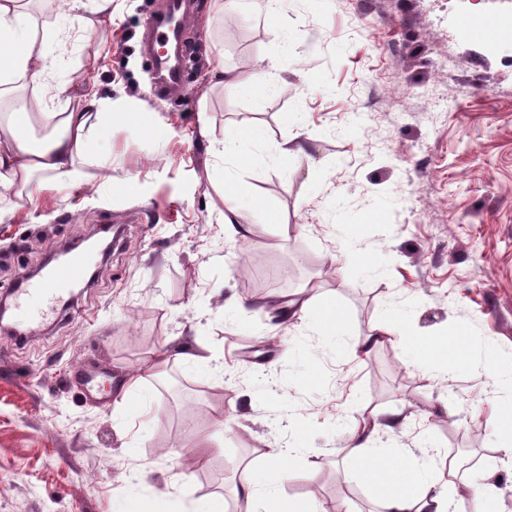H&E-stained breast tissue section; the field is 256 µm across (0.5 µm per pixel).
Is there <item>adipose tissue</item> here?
<instances>
[{"label":"adipose tissue","instance_id":"obj_1","mask_svg":"<svg viewBox=\"0 0 512 512\" xmlns=\"http://www.w3.org/2000/svg\"><path fill=\"white\" fill-rule=\"evenodd\" d=\"M48 14L44 28H51V16H68L71 28L87 34L94 33L97 21L111 18L113 0H91L89 13L78 12V0H42ZM52 68L44 43L38 42L28 20L23 0H0V84L21 77L33 87H41ZM218 81L230 85L241 95H253L271 90L280 80L277 66L260 67L250 71H214ZM111 98L102 96L98 89L69 100L65 110L45 111L40 103L19 98L13 112L0 118V188L16 197H31L34 174L47 175L58 183L79 185L86 174L78 159L87 154L94 136L111 121ZM49 129L41 141H34L31 133L35 125ZM257 206L251 198L241 197L232 188L224 190V232L245 240L252 235L247 216ZM259 308L270 309L281 320L313 322L323 336H345L354 358H362L385 345H409L420 359L436 372H451L463 364L456 348L455 338H446L438 345L418 343L410 323L398 310L388 316L364 336L346 335L336 313L315 318L316 305L308 289L294 295H268L257 299ZM177 361L207 375L223 378L224 363L203 345L183 346L168 356L164 351L150 352L148 368L162 373L170 361ZM408 417L396 412L383 415L371 412L353 420L350 425L348 457L367 473L383 474L388 486L378 498L379 512H452L455 499L468 498L474 512H498L500 488L493 473L462 471L459 463L448 455L424 454L406 456L378 448L375 440L384 430L406 425ZM297 452L292 448H271L264 455L262 470L245 468L243 491L246 500L269 501L277 489L294 471ZM171 492L155 494L147 512H170L169 503H177L180 512H224L222 498L199 500L192 497L181 481L171 484Z\"/></svg>","mask_w":512,"mask_h":512}]
</instances>
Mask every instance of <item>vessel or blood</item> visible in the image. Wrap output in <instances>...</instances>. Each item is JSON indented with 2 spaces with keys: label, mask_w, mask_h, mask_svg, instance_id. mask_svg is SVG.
Listing matches in <instances>:
<instances>
[{
  "label": "vessel or blood",
  "mask_w": 512,
  "mask_h": 512,
  "mask_svg": "<svg viewBox=\"0 0 512 512\" xmlns=\"http://www.w3.org/2000/svg\"><path fill=\"white\" fill-rule=\"evenodd\" d=\"M192 9V0H161L149 28L142 34L143 48L157 44L167 47L166 52L153 56V79L159 94L185 89L182 55L186 38L183 25ZM91 260L88 252H70L65 262L48 269L36 280L24 281L14 290L13 308L18 323L11 326L10 332L16 342L25 344L31 341L36 326L56 304L63 302L67 291L83 277ZM74 373L90 392L104 390L112 383L111 376L90 364L76 367Z\"/></svg>",
  "instance_id": "b4317fda"
}]
</instances>
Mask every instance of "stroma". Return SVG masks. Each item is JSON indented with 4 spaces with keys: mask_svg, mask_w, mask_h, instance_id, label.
I'll list each match as a JSON object with an SVG mask.
<instances>
[{
    "mask_svg": "<svg viewBox=\"0 0 512 512\" xmlns=\"http://www.w3.org/2000/svg\"><path fill=\"white\" fill-rule=\"evenodd\" d=\"M157 2L114 0L92 36L45 37L70 84L49 107L94 84L119 113L85 184L46 190L39 174L33 199L0 198V295L101 226L122 238L30 343L0 332V512H118L165 489L190 436L211 432L220 448L188 481L224 512H241L242 466L270 448L303 454L268 512L312 491L336 512H375L381 483L346 456L349 419L370 409L411 415L380 434L386 451H455L507 475L494 439L512 406L496 377L512 368V30L496 22L512 0H278L273 22L198 0L187 93L166 100L140 50ZM285 60L283 85L250 97L211 77ZM246 130L263 138L242 158L211 151ZM298 136L309 158L280 164L276 144ZM228 185L259 202L250 241L224 234ZM273 224L301 231L281 239ZM248 260L287 269L266 295L317 281L353 333L397 307L420 338L451 334L471 353L434 377L398 346L355 361L301 321L236 313L256 294ZM197 340L223 355V382L175 364L119 407L70 375L85 361L120 380Z\"/></svg>",
    "mask_w": 512,
    "mask_h": 512,
    "instance_id": "obj_1",
    "label": "stroma"
}]
</instances>
